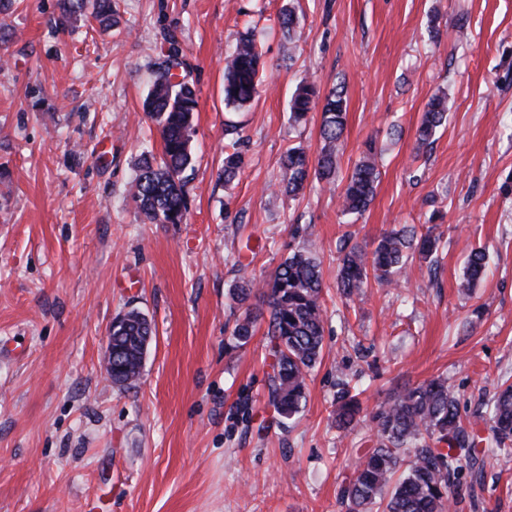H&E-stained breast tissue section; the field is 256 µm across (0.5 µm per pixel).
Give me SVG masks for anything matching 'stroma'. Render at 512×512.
I'll list each match as a JSON object with an SVG mask.
<instances>
[{"label":"stroma","mask_w":512,"mask_h":512,"mask_svg":"<svg viewBox=\"0 0 512 512\" xmlns=\"http://www.w3.org/2000/svg\"><path fill=\"white\" fill-rule=\"evenodd\" d=\"M298 18L295 40L278 25ZM122 26L59 28V0L0 12V512H344L340 492L370 448L372 416L397 390L442 377L463 420L512 378V0H120ZM254 29L260 96L224 104V57ZM176 32L198 90L195 171L180 224H145L129 194L163 34ZM343 88L339 178L367 141L383 151L369 209L341 222L339 187L310 179L272 195L280 159L316 158L320 113L288 121L300 82ZM448 123L416 147L430 98ZM250 139L219 181L224 125ZM434 223V269L407 264L397 287L336 290V244ZM321 262L324 357L286 428L268 402L266 343L227 342L242 269L268 277L298 241ZM474 248L482 281L457 280ZM138 308L155 329L142 374L113 387L107 336ZM360 412L336 422L340 381ZM452 512H512V446L491 448L482 487Z\"/></svg>","instance_id":"1"}]
</instances>
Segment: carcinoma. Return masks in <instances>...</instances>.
I'll list each match as a JSON object with an SVG mask.
<instances>
[{
	"label": "carcinoma",
	"instance_id": "1",
	"mask_svg": "<svg viewBox=\"0 0 512 512\" xmlns=\"http://www.w3.org/2000/svg\"><path fill=\"white\" fill-rule=\"evenodd\" d=\"M56 25L63 28L77 16L99 24H119L118 0H60ZM163 60L152 72L144 102L145 111L157 123L162 154L141 152L131 185L132 199L145 224H180L187 210L186 171L192 167L191 135L198 107L195 84L189 78L180 42L173 32L164 36ZM262 56L251 35L243 36L224 65V102L244 106L255 100L261 86ZM323 99L322 146L316 164L310 165L304 149L288 148L281 158L284 171L281 192L296 197L309 174L332 185L338 172V153L345 130L347 104L341 88L325 96L313 84L300 85L290 101L289 121H306L315 100ZM447 97L433 96L417 129V144L424 146L447 120ZM224 135L232 137L219 177L229 182L244 165L246 138L237 125L228 124ZM379 154L373 144L355 164L340 193L341 214L364 212L371 204L379 179ZM441 237L433 228L418 232L404 225L384 233L374 250L357 244L340 245L337 291L350 299L368 280L391 287L409 257L431 267L436 262ZM487 255L481 248L466 257L459 287H474L485 275ZM321 264L306 246L294 250L268 278L256 284L244 276L233 288L231 300L244 308L231 336L245 341L253 335L258 318L267 316L269 403L282 425L302 412L306 378L323 356L325 311L322 302ZM153 336L145 314L131 308L112 322V385L128 389L138 380L144 356ZM337 420L351 424L360 412L356 396L347 385L337 391ZM490 431L496 447L512 441V384L504 386L490 403ZM376 436L372 448L356 463L352 479L343 488L347 512H450L454 489L463 482L481 485L485 443L478 424L467 428L460 419L458 401L442 379L406 387L373 414ZM398 481H393L396 473Z\"/></svg>",
	"mask_w": 512,
	"mask_h": 512
}]
</instances>
